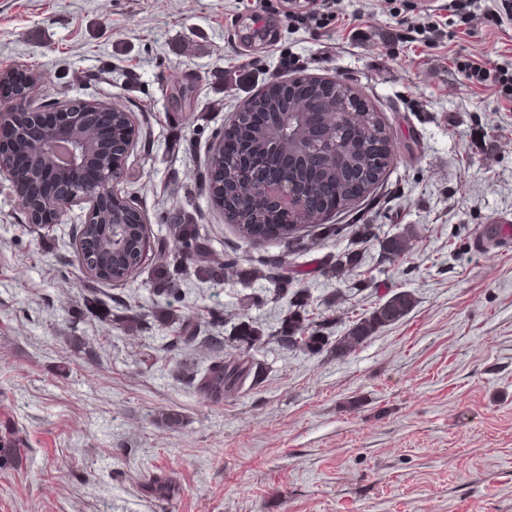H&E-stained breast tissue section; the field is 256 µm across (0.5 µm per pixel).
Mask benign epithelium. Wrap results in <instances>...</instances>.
<instances>
[{"label": "benign epithelium", "mask_w": 512, "mask_h": 512, "mask_svg": "<svg viewBox=\"0 0 512 512\" xmlns=\"http://www.w3.org/2000/svg\"><path fill=\"white\" fill-rule=\"evenodd\" d=\"M40 76L19 65L0 71V84L13 88L0 98V128L11 130L0 142V184L8 186L36 228L66 223L75 206L82 207L75 239L79 263L90 277L106 284L131 278L147 258L140 244L148 240L147 226L138 210L131 209L117 192L127 176V159L138 140V127L127 112H117L106 102L61 98L50 107L34 105ZM288 100L286 112H275L260 129H238L241 147L273 148L286 159L320 154L322 168L336 175V156L361 138L364 111L354 93L333 99L335 80L309 76L305 80H272ZM344 117L346 138L329 140L328 130L308 125L312 109ZM219 209L229 204L245 211L246 202L268 195L277 204L276 223H320L325 199L306 198L289 181L253 182L235 187L229 195L208 185Z\"/></svg>", "instance_id": "7a95c632"}]
</instances>
